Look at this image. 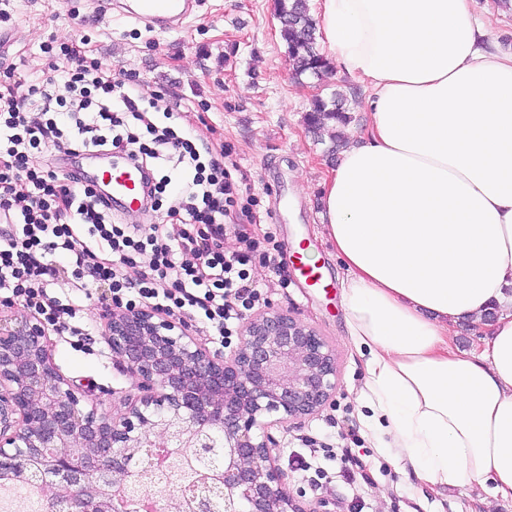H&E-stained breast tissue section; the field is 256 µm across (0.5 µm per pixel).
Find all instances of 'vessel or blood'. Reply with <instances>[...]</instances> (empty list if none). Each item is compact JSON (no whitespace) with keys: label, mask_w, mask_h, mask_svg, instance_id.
Segmentation results:
<instances>
[{"label":"vessel or blood","mask_w":512,"mask_h":512,"mask_svg":"<svg viewBox=\"0 0 512 512\" xmlns=\"http://www.w3.org/2000/svg\"><path fill=\"white\" fill-rule=\"evenodd\" d=\"M195 0H130L124 5L125 17L153 32L183 28L195 15ZM100 155L83 152L73 168L84 180L97 183L109 199L114 213L132 216L141 213L147 191L145 170L140 169L121 152H113L107 165H100ZM293 266L310 285L320 284L324 275L312 265L304 249L292 254Z\"/></svg>","instance_id":"vessel-or-blood-1"}]
</instances>
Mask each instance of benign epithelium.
<instances>
[{
	"label": "benign epithelium",
	"instance_id": "obj_1",
	"mask_svg": "<svg viewBox=\"0 0 512 512\" xmlns=\"http://www.w3.org/2000/svg\"><path fill=\"white\" fill-rule=\"evenodd\" d=\"M45 322L0 317V460L38 473L42 512H114L113 499L148 442L163 470L189 434L209 448L224 436V512H307L285 488L268 428L317 414L336 389V358L293 316L269 309L250 317L229 354L198 347L176 317L150 308L114 310L105 336L140 380L141 396L114 417L61 374ZM278 418L270 419L272 414ZM140 512H168V494L142 496Z\"/></svg>",
	"mask_w": 512,
	"mask_h": 512
}]
</instances>
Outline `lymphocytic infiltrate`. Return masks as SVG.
<instances>
[{"label":"lymphocytic infiltrate","instance_id":"f902f5d3","mask_svg":"<svg viewBox=\"0 0 512 512\" xmlns=\"http://www.w3.org/2000/svg\"><path fill=\"white\" fill-rule=\"evenodd\" d=\"M64 65L37 84L8 73L0 81V216L18 232L0 234V302L40 316L58 333L86 336L76 322L82 299L106 309L150 307L200 320L209 335L230 339L266 297L248 266H273L279 287L288 277L263 239L241 233V250H224L225 219L255 223L256 200L244 196L223 152L170 125L177 107L157 93L144 98L131 73H112L100 58L61 44ZM166 118L157 125L155 115ZM124 152L150 175L151 210L164 224L127 225L73 174L43 160L46 149ZM181 171L177 197L166 194V163ZM71 257L57 267L56 255ZM70 291L68 301L49 292Z\"/></svg>","mask_w":512,"mask_h":512}]
</instances>
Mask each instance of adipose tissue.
Wrapping results in <instances>:
<instances>
[{
	"label": "adipose tissue",
	"mask_w": 512,
	"mask_h": 512,
	"mask_svg": "<svg viewBox=\"0 0 512 512\" xmlns=\"http://www.w3.org/2000/svg\"><path fill=\"white\" fill-rule=\"evenodd\" d=\"M316 2L328 59L370 90L321 196L366 425L433 488L512 500V52L470 0Z\"/></svg>",
	"instance_id": "1"
}]
</instances>
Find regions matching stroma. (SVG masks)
<instances>
[{"instance_id":"35a3bbf8","label":"stroma","mask_w":512,"mask_h":512,"mask_svg":"<svg viewBox=\"0 0 512 512\" xmlns=\"http://www.w3.org/2000/svg\"><path fill=\"white\" fill-rule=\"evenodd\" d=\"M187 27L148 32L125 18L102 17L92 0H10L13 41L0 57V72L38 82L49 74L44 45L88 39L103 64L137 74L143 96L166 93L190 105L179 126L205 135L214 126L215 143L236 163L249 194L256 198L255 237L273 234L305 245L331 278L328 288L304 287L289 271L287 287L263 265L251 274L264 288L267 305L314 329L336 357V391L318 414L273 428L276 454L287 472L286 489L302 505L327 502L330 512H512L511 501L486 503L470 487L431 491L409 462L391 460L364 424L357 396L364 359L347 330L340 290L344 270L320 219L321 180L341 158L330 139H320L304 121L313 97L341 94L348 129L365 128L366 86L332 70L327 78L295 75L279 36L277 0H201ZM285 187L288 203L275 210L272 190ZM91 341L52 335V354L61 373L91 385L89 401L100 410L123 411L136 395L138 380L113 357L104 334L103 312L83 303ZM350 449L353 465L341 467L332 451Z\"/></svg>"}]
</instances>
